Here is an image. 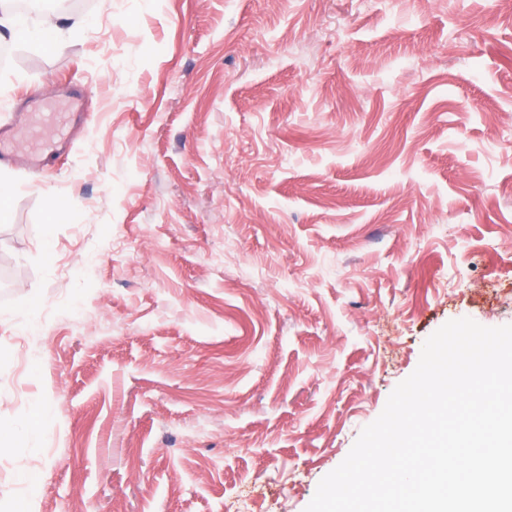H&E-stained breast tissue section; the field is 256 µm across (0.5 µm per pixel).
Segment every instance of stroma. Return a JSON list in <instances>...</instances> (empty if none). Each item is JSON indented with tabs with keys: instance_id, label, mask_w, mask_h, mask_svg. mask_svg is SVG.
<instances>
[{
	"instance_id": "35a3bbf8",
	"label": "stroma",
	"mask_w": 512,
	"mask_h": 512,
	"mask_svg": "<svg viewBox=\"0 0 512 512\" xmlns=\"http://www.w3.org/2000/svg\"><path fill=\"white\" fill-rule=\"evenodd\" d=\"M59 25L0 65V512H304L432 333L512 324V22L89 0Z\"/></svg>"
}]
</instances>
